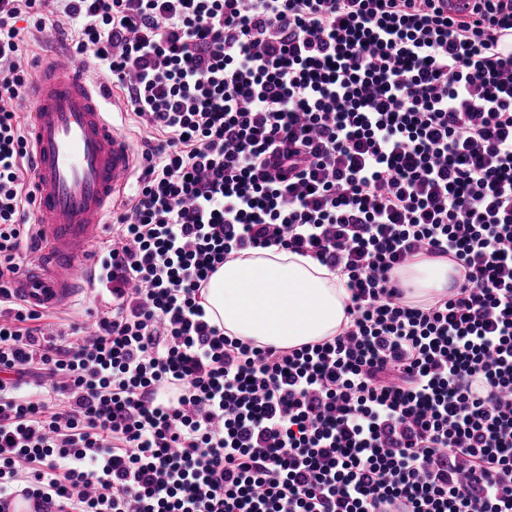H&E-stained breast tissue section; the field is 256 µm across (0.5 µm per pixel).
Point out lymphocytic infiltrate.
I'll list each match as a JSON object with an SVG mask.
<instances>
[{
	"instance_id": "f902f5d3",
	"label": "lymphocytic infiltrate",
	"mask_w": 512,
	"mask_h": 512,
	"mask_svg": "<svg viewBox=\"0 0 512 512\" xmlns=\"http://www.w3.org/2000/svg\"><path fill=\"white\" fill-rule=\"evenodd\" d=\"M0 0V502L38 512H512V0ZM30 18L146 130L93 327L15 299L42 237ZM274 247L346 277L337 335H226L203 290ZM458 266L405 299L399 272ZM458 275L457 265L445 258L422 259L402 271L405 286L412 289L409 297L416 303L446 293Z\"/></svg>"
}]
</instances>
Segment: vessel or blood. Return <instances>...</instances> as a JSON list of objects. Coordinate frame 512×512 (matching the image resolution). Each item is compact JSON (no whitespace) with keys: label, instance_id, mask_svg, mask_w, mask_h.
Listing matches in <instances>:
<instances>
[{"label":"vessel or blood","instance_id":"1","mask_svg":"<svg viewBox=\"0 0 512 512\" xmlns=\"http://www.w3.org/2000/svg\"><path fill=\"white\" fill-rule=\"evenodd\" d=\"M109 91L87 79L84 64L54 47L35 65L26 97L32 171L38 184L36 218L45 246L14 280L15 296L34 307L62 309L89 290L94 259L116 192L138 158L112 125Z\"/></svg>","mask_w":512,"mask_h":512}]
</instances>
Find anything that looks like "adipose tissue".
Here are the masks:
<instances>
[{
    "instance_id": "1",
    "label": "adipose tissue",
    "mask_w": 512,
    "mask_h": 512,
    "mask_svg": "<svg viewBox=\"0 0 512 512\" xmlns=\"http://www.w3.org/2000/svg\"><path fill=\"white\" fill-rule=\"evenodd\" d=\"M457 274L454 262L426 258L402 277L411 300L421 303L446 293ZM344 281L312 257L269 249L227 260L205 297L228 335L289 348L336 334L345 320Z\"/></svg>"
}]
</instances>
